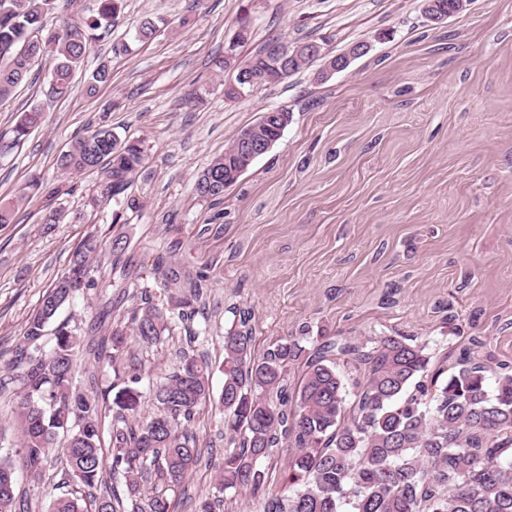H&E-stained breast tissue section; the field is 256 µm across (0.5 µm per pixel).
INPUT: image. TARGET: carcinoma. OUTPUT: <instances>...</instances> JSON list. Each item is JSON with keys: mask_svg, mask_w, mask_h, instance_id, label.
I'll return each mask as SVG.
<instances>
[{"mask_svg": "<svg viewBox=\"0 0 512 512\" xmlns=\"http://www.w3.org/2000/svg\"><path fill=\"white\" fill-rule=\"evenodd\" d=\"M62 0H0V102L27 81L38 58L54 60L50 93L62 95L82 67L90 44L122 9L123 0H100L81 24L43 36L44 19ZM112 79L110 61L99 63L86 83L93 97ZM33 106L13 128L18 146L41 123ZM239 140L215 157L195 183L204 199L224 197L239 176H224L236 160ZM136 140H120L102 126L75 140L60 156L68 173L98 169L102 196L122 190L142 168ZM107 243L87 234L67 269L42 296L26 321L15 359L18 373L12 426L18 448L0 456V512H30L31 499L16 497L17 474L38 486L52 449L64 439L66 479L45 493L48 512H171L166 492L182 484L200 459L191 425L213 397L208 356L181 350L174 371L152 385L158 412L138 420L143 360L127 349V333L112 330L111 346L85 340L69 323H56L73 295L94 287L91 262ZM207 276L182 281L188 293L166 307L140 298L130 312L132 335L150 348L166 341L173 324L188 316ZM251 312L224 333V457L214 465L213 499L199 512H214L243 490L262 498L263 512H512V366L492 370L465 353L453 367L436 364L428 346L411 336H383L370 343L327 336L309 351L296 340H278L262 359L253 357ZM52 329L54 345L41 350ZM92 365L120 368L124 387L108 394L73 386L77 352ZM363 371L359 394L346 409V388L336 358ZM304 366L297 388L291 367ZM292 449L276 486L269 462L275 449ZM125 479L120 495L103 481L104 470Z\"/></svg>", "mask_w": 512, "mask_h": 512, "instance_id": "obj_1", "label": "carcinoma"}]
</instances>
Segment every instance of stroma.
<instances>
[{
	"label": "stroma",
	"mask_w": 512,
	"mask_h": 512,
	"mask_svg": "<svg viewBox=\"0 0 512 512\" xmlns=\"http://www.w3.org/2000/svg\"><path fill=\"white\" fill-rule=\"evenodd\" d=\"M147 15L159 30L135 42ZM272 38L314 40L331 55L358 41L369 49L328 80L311 66L225 99L220 61L247 62ZM107 57L111 83L86 96ZM51 69L36 61L0 104L5 142L24 110L44 111L23 144L0 152V198L16 204L0 226L1 381L14 375L27 318L90 232L125 242L103 251L94 288L58 315L92 343L127 322L141 294L167 304L175 289L156 260L208 275L193 320L139 349L156 378L190 330L221 363L243 309L258 359L286 338L311 348L322 336H415L437 361L469 348L512 364V0H472L439 24L422 0H124L68 96L47 98ZM273 108L291 114L280 139L222 200L198 197L197 176ZM102 124L141 140L145 162L99 205L102 173L68 174L58 159ZM34 175L38 193L27 188ZM192 429L203 463L169 490L173 512H198L224 451L216 403Z\"/></svg>",
	"instance_id": "stroma-1"
}]
</instances>
